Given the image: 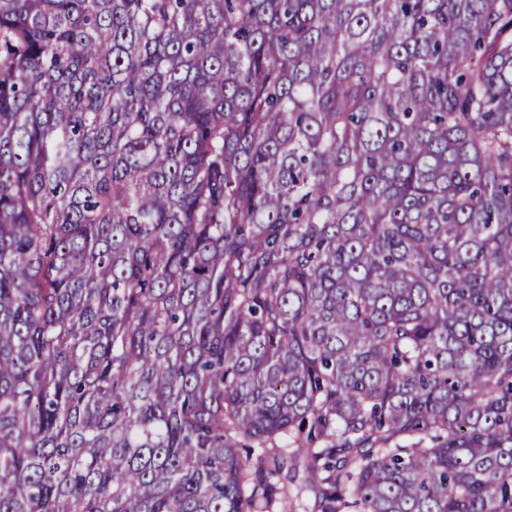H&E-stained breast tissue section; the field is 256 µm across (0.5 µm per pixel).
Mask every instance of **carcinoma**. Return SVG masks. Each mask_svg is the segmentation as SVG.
I'll return each mask as SVG.
<instances>
[{"instance_id":"obj_1","label":"carcinoma","mask_w":512,"mask_h":512,"mask_svg":"<svg viewBox=\"0 0 512 512\" xmlns=\"http://www.w3.org/2000/svg\"><path fill=\"white\" fill-rule=\"evenodd\" d=\"M512 512V0H0V512Z\"/></svg>"}]
</instances>
